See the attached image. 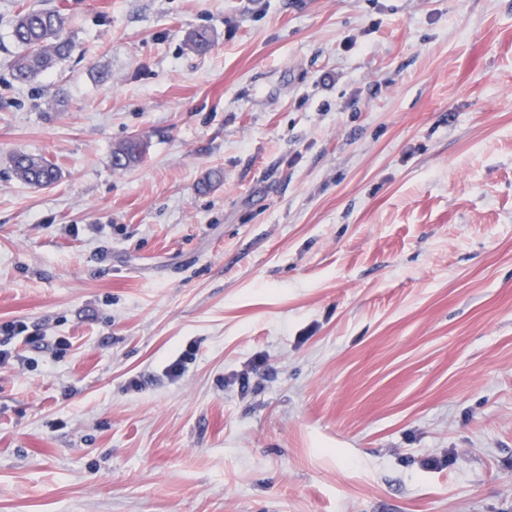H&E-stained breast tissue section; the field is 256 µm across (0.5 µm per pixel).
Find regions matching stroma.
<instances>
[{"label": "stroma", "instance_id": "stroma-1", "mask_svg": "<svg viewBox=\"0 0 512 512\" xmlns=\"http://www.w3.org/2000/svg\"><path fill=\"white\" fill-rule=\"evenodd\" d=\"M5 338L0 512H512V0H0ZM68 26L69 17L54 8L22 10L14 16L11 39L17 52L9 67L17 82H33L70 56ZM147 151L148 144L146 141L137 137L130 138L112 151V165L116 168L126 169L142 161ZM12 170L18 180L38 188L53 184L59 177L56 165L42 155L17 153L12 158Z\"/></svg>", "mask_w": 512, "mask_h": 512}]
</instances>
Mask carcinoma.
I'll return each mask as SVG.
<instances>
[{"label":"carcinoma","mask_w":512,"mask_h":512,"mask_svg":"<svg viewBox=\"0 0 512 512\" xmlns=\"http://www.w3.org/2000/svg\"><path fill=\"white\" fill-rule=\"evenodd\" d=\"M68 26L69 17L54 8L22 10L14 16L11 39L17 52L10 70L17 82L30 83L70 56L73 41ZM186 45L196 52L206 51L211 45L209 31L189 32ZM147 151L146 141L130 138L112 151V165L125 169L142 161ZM12 170L18 180L38 188L53 184L59 177L56 165L42 155L17 153L12 158Z\"/></svg>","instance_id":"carcinoma-1"}]
</instances>
